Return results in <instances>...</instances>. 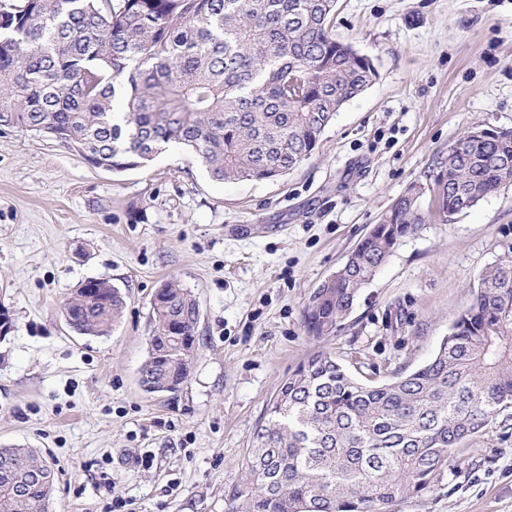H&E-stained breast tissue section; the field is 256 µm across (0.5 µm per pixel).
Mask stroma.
Here are the masks:
<instances>
[{
    "label": "stroma",
    "instance_id": "obj_1",
    "mask_svg": "<svg viewBox=\"0 0 512 512\" xmlns=\"http://www.w3.org/2000/svg\"><path fill=\"white\" fill-rule=\"evenodd\" d=\"M333 32L375 83L315 152L267 181L210 176L171 146L114 173L31 131L0 127V447L57 473L49 512H224L253 435L304 359L332 353L367 382L424 365L482 272L512 260V186L406 237L336 336L304 328L311 293L469 126L512 128V0H338ZM91 278L126 300L106 336L62 301ZM175 281L201 317L175 393L139 385L151 302ZM111 488H104V477ZM392 512H512V414L455 448L430 491Z\"/></svg>",
    "mask_w": 512,
    "mask_h": 512
}]
</instances>
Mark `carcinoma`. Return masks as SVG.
Masks as SVG:
<instances>
[{
    "instance_id": "carcinoma-1",
    "label": "carcinoma",
    "mask_w": 512,
    "mask_h": 512,
    "mask_svg": "<svg viewBox=\"0 0 512 512\" xmlns=\"http://www.w3.org/2000/svg\"><path fill=\"white\" fill-rule=\"evenodd\" d=\"M0 29V110L13 126L81 147L122 172L166 147L193 152L218 180H271L307 160L336 114L377 79L372 60L336 40V0H20ZM409 186L310 296L307 333L334 336L359 290L426 223L433 186L446 224L512 185V129L477 135ZM63 305L81 335L112 331L125 300L93 278ZM199 303L173 281L151 303L140 386L176 392L196 350ZM512 408V261L482 273L423 366L369 384L327 353L282 383L224 512H387L431 489L448 450ZM34 448H0V512H48L55 478L30 479Z\"/></svg>"
}]
</instances>
